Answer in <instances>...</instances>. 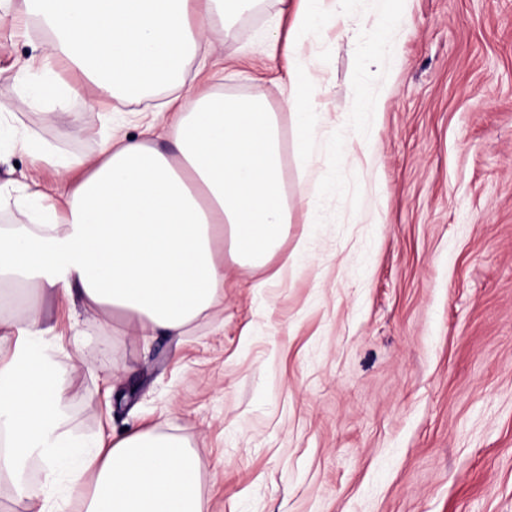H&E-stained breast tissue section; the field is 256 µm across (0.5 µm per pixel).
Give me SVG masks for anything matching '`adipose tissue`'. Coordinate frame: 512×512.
Returning a JSON list of instances; mask_svg holds the SVG:
<instances>
[{
	"label": "adipose tissue",
	"mask_w": 512,
	"mask_h": 512,
	"mask_svg": "<svg viewBox=\"0 0 512 512\" xmlns=\"http://www.w3.org/2000/svg\"><path fill=\"white\" fill-rule=\"evenodd\" d=\"M261 0H21L24 16L48 32L46 62H62L98 98L126 100L144 90L179 88L183 62L216 30ZM345 0H298L290 34L286 101L295 136L309 151L324 120L321 90L299 48L317 38ZM19 101H53L47 122L69 110L74 93L53 77L29 84ZM0 103V143L48 164L52 184L25 188L12 203L26 223L0 232V285H22L21 327H0V481L27 512H54L29 481L83 488V512H206L199 455L153 428L113 435L89 448L66 426V397L47 339L38 289L78 297L84 312L117 314L142 337L183 336L224 302V264L260 268L281 255L291 222L282 180L280 127L266 98L186 94L153 114L173 152L147 138L106 140L88 159L33 145L10 128ZM35 227H28V220Z\"/></svg>",
	"instance_id": "adipose-tissue-1"
}]
</instances>
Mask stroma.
<instances>
[{
  "mask_svg": "<svg viewBox=\"0 0 512 512\" xmlns=\"http://www.w3.org/2000/svg\"><path fill=\"white\" fill-rule=\"evenodd\" d=\"M384 0H348L344 20L303 51L328 119L359 114L371 159L314 162L323 223L305 222L284 0H262L223 68L188 58L185 90L263 93L279 118L292 224L288 264H226L224 303L188 336L143 342L120 319L43 299L61 358L68 428L85 440L153 426L201 459L207 512H512V0H402L391 47L374 56ZM36 20H0V102L20 135L97 156L109 123L135 136L172 96L113 104L76 85L68 116L20 104L38 74ZM371 109L360 112L363 100ZM53 180L0 148V185ZM310 255L296 252L299 239ZM280 276H273V269Z\"/></svg>",
  "mask_w": 512,
  "mask_h": 512,
  "instance_id": "obj_1",
  "label": "stroma"
}]
</instances>
